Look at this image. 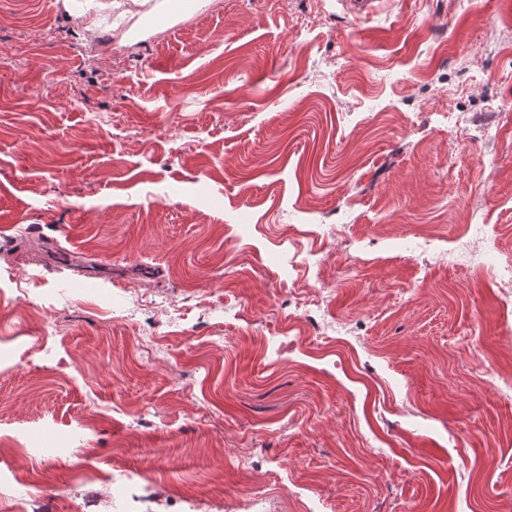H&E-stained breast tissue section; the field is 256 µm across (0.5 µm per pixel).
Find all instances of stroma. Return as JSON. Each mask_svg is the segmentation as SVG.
Masks as SVG:
<instances>
[{
    "label": "stroma",
    "mask_w": 512,
    "mask_h": 512,
    "mask_svg": "<svg viewBox=\"0 0 512 512\" xmlns=\"http://www.w3.org/2000/svg\"><path fill=\"white\" fill-rule=\"evenodd\" d=\"M128 29L0 0V512H512V0Z\"/></svg>",
    "instance_id": "stroma-1"
}]
</instances>
